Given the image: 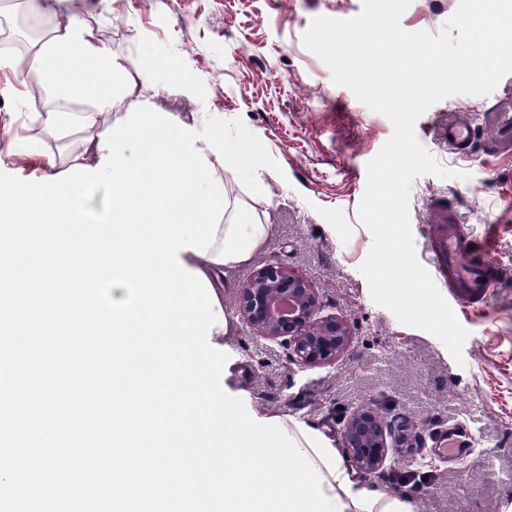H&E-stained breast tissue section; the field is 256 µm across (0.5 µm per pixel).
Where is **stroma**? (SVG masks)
Returning <instances> with one entry per match:
<instances>
[{
    "label": "stroma",
    "mask_w": 512,
    "mask_h": 512,
    "mask_svg": "<svg viewBox=\"0 0 512 512\" xmlns=\"http://www.w3.org/2000/svg\"><path fill=\"white\" fill-rule=\"evenodd\" d=\"M50 13L94 19L128 80L154 59L170 60L194 77V90L163 92L161 111L182 118L241 119L278 170L259 169L260 193L248 191L232 168L224 189L271 225L264 248L246 266L215 271L213 282L232 321L231 381L248 402L297 417L341 444L346 412L373 406L396 438L418 427L433 466L399 459L364 482L406 497L415 512H512V148L498 132L512 117V74L485 96L454 94L414 124L418 142L448 178L417 177L409 221L416 257L468 336L455 362L436 336L401 323L376 304L360 267L373 244L358 215L367 165L393 134L390 119L335 84L329 66L303 42L318 16L350 19L362 0H46ZM459 0H411L400 18L408 32L439 34ZM0 172L32 181L44 174L40 157L19 160L17 137L40 134L28 112L0 96ZM475 131L467 155L448 147L450 124ZM455 212L478 248L495 257L501 275L472 305L450 298L448 278L432 252L440 223ZM273 264L307 277L323 314L350 327L349 348L336 363L304 367L286 347L264 340L241 318V284ZM467 429L471 446L442 455L436 436Z\"/></svg>",
    "instance_id": "35a3bbf8"
}]
</instances>
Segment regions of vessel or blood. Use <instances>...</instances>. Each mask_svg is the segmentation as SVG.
Masks as SVG:
<instances>
[{"instance_id":"vessel-or-blood-1","label":"vessel or blood","mask_w":512,"mask_h":512,"mask_svg":"<svg viewBox=\"0 0 512 512\" xmlns=\"http://www.w3.org/2000/svg\"><path fill=\"white\" fill-rule=\"evenodd\" d=\"M473 132L469 125L454 124L448 128V146L457 154H466L472 144ZM471 240L457 225L456 218L448 220V234L434 250L435 257L448 273V286L461 303L486 292L498 280L499 268L486 259L473 262L469 258Z\"/></svg>"}]
</instances>
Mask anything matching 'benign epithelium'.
I'll return each instance as SVG.
<instances>
[{"instance_id": "benign-epithelium-1", "label": "benign epithelium", "mask_w": 512, "mask_h": 512, "mask_svg": "<svg viewBox=\"0 0 512 512\" xmlns=\"http://www.w3.org/2000/svg\"><path fill=\"white\" fill-rule=\"evenodd\" d=\"M238 311L258 336L286 346L290 358L301 365L333 364L350 343V330L342 319L320 315L311 282L281 266L266 265L243 282ZM342 444L365 474L379 473L394 460L396 445L389 425L370 406L347 417Z\"/></svg>"}]
</instances>
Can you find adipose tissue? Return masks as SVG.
<instances>
[{
	"mask_svg": "<svg viewBox=\"0 0 512 512\" xmlns=\"http://www.w3.org/2000/svg\"><path fill=\"white\" fill-rule=\"evenodd\" d=\"M0 71L11 72L15 83L7 89L17 105H24L23 85L28 76H36L49 94L60 101L84 93L88 106L80 116L79 124H72L69 112L61 106L35 115L41 138H16L11 142L14 155L39 156L46 170H54L62 163L96 167L101 159L100 135L112 124V113L119 108L126 91L104 84L101 74L119 76L124 71L112 56L108 43L95 38L77 19L68 15L56 18L51 30L29 44L26 55H0ZM83 131L78 150L69 153L43 151L42 138L65 139L75 131ZM271 231L270 225L257 223L252 212L229 206L213 245L206 255L184 250L180 258L188 269L211 275L221 267L247 265L264 246ZM284 427L296 439L302 450L308 452L316 468L321 471L326 496L338 497L344 512H414L412 503L389 494L378 487L359 481L349 472L330 439L303 422L283 417Z\"/></svg>",
	"mask_w": 512,
	"mask_h": 512,
	"instance_id": "adipose-tissue-1",
	"label": "adipose tissue"
}]
</instances>
